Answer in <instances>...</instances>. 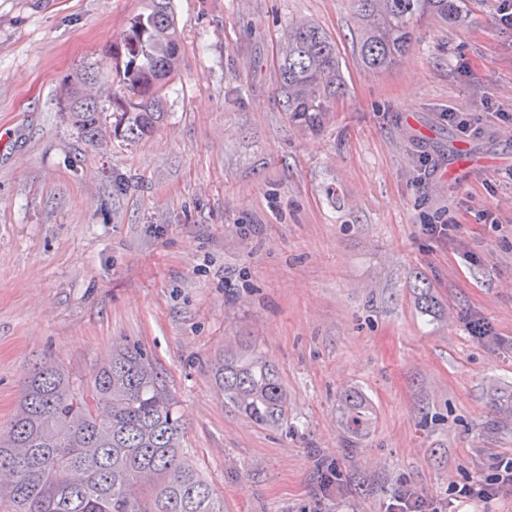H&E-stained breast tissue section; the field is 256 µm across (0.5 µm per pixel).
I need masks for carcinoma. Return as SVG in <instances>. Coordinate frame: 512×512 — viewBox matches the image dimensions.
<instances>
[{
	"instance_id": "carcinoma-1",
	"label": "carcinoma",
	"mask_w": 512,
	"mask_h": 512,
	"mask_svg": "<svg viewBox=\"0 0 512 512\" xmlns=\"http://www.w3.org/2000/svg\"><path fill=\"white\" fill-rule=\"evenodd\" d=\"M362 66L382 70L411 48L414 22L432 15L463 27L464 0H353ZM112 86L93 93L99 74L63 84L61 104L89 141L133 144L165 119L164 86L180 70L181 40L172 0H147L124 33L105 47ZM278 96L288 120L318 131L345 73L335 40L310 21H297L278 51ZM112 123H107L106 112ZM224 399L258 425L287 421L288 395L274 363L252 340L214 360ZM345 427L364 434L371 405L358 392L342 398ZM184 425L166 373L140 346L120 344L85 382L45 358L26 377L18 412L0 430V484L8 512H224L219 495L182 458Z\"/></svg>"
}]
</instances>
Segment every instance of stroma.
<instances>
[{"label": "stroma", "instance_id": "stroma-1", "mask_svg": "<svg viewBox=\"0 0 512 512\" xmlns=\"http://www.w3.org/2000/svg\"><path fill=\"white\" fill-rule=\"evenodd\" d=\"M145 0H0V428L44 357L85 379L121 342L167 374L183 453L224 512H439L512 459V32L416 22L405 61L358 60L353 0H174L183 62L133 145L88 142L58 88L100 65ZM319 24L347 90L320 133L276 93L281 35ZM473 113L462 139L443 118ZM496 221L484 223L482 210ZM460 224L433 239L425 216ZM424 278L436 298L422 309ZM481 319L492 330L469 331ZM249 337L288 419L238 414L212 364ZM349 391L369 432L342 424ZM342 420L345 427L355 434H364L371 425V405L358 392H350L342 398Z\"/></svg>", "mask_w": 512, "mask_h": 512}]
</instances>
